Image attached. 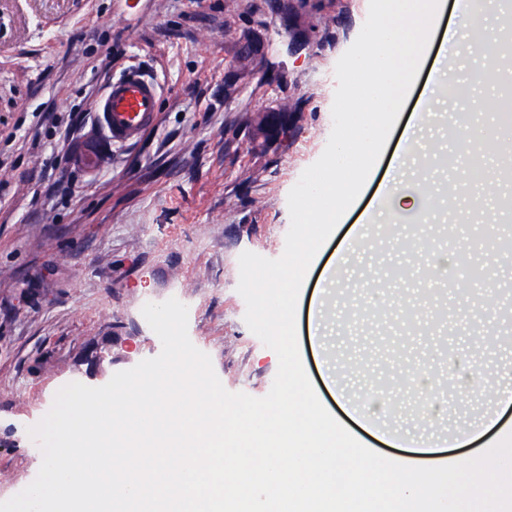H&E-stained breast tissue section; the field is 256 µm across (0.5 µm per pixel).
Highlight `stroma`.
<instances>
[{"mask_svg": "<svg viewBox=\"0 0 512 512\" xmlns=\"http://www.w3.org/2000/svg\"><path fill=\"white\" fill-rule=\"evenodd\" d=\"M281 0H0V501L36 478L42 453L29 434L72 382L107 384L119 371L159 355L140 304L186 299L188 334L211 358L231 392L261 398L272 386L278 356L244 321L239 257L282 256L290 228L288 195L330 137L335 66L355 42L369 0H290L306 39L292 44ZM260 33L263 75L225 94L241 40ZM112 63L102 68L104 50ZM463 41L426 55L390 135L343 223L320 249L298 298L300 357L323 406L341 411L324 378L337 380L359 407L381 404L384 427L430 443L491 409L512 374V338L503 337L498 306H512V263L486 257L499 305L468 302L454 288L462 267L448 265L447 321L435 320L415 266L430 261L381 247L389 229L416 227L412 199L384 201L389 174L428 186L437 202L426 225L470 210L455 247L463 255L477 236L503 231L493 201L473 184L449 183L483 132L512 139L484 103L496 84L471 87L447 105L449 76L485 66ZM139 71L161 90L156 125L138 142L115 144L87 159L101 130L91 104L114 77ZM430 119L416 131L402 166L394 161L419 100ZM288 101L296 114L286 142L256 149L247 114ZM339 266L336 287L351 300L329 299L318 336L308 315L319 281ZM389 278L383 306L372 303V275ZM105 354L101 366L90 347ZM473 362L469 389L448 385V367ZM434 379L431 395L444 414L424 418L410 387L419 373Z\"/></svg>", "mask_w": 512, "mask_h": 512, "instance_id": "stroma-1", "label": "stroma"}]
</instances>
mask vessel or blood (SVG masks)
Here are the masks:
<instances>
[{
    "label": "vessel or blood",
    "instance_id": "vessel-or-blood-1",
    "mask_svg": "<svg viewBox=\"0 0 512 512\" xmlns=\"http://www.w3.org/2000/svg\"><path fill=\"white\" fill-rule=\"evenodd\" d=\"M160 89L145 75L131 72L112 80L94 98L92 110L109 143L138 141L158 120Z\"/></svg>",
    "mask_w": 512,
    "mask_h": 512
}]
</instances>
